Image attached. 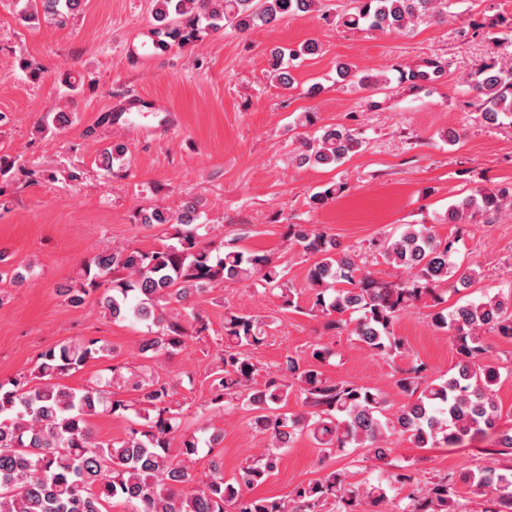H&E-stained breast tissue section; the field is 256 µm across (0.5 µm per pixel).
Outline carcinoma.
Returning <instances> with one entry per match:
<instances>
[{"label":"carcinoma","mask_w":512,"mask_h":512,"mask_svg":"<svg viewBox=\"0 0 512 512\" xmlns=\"http://www.w3.org/2000/svg\"><path fill=\"white\" fill-rule=\"evenodd\" d=\"M157 33L171 43L185 45L205 30L230 28L245 32L279 17L313 11L316 0H155ZM353 11L340 16L350 29L403 33L423 16H439L447 0H354ZM84 0H26L20 10L24 22L39 18L63 24L81 10ZM320 44L312 40L301 50L270 52L271 71L288 89L293 78L284 57L296 60L313 56ZM340 81L357 80L351 64L336 66ZM443 76L436 61H426L407 74L413 87ZM469 88L478 99V110L495 123L512 117V62L491 55L468 75ZM356 130L344 126L320 129V134L299 139L295 159L334 167L363 150ZM29 177L33 172L16 159H0V176ZM191 198L179 210L155 209L144 224H174L177 242L161 250L138 247L112 248L98 253L86 266V283L71 296H84L101 287L98 301L112 318L132 317L156 327L140 345L145 363L135 381V400L114 398L112 383L123 378L121 367L102 382L90 380L81 389L66 387L59 379L93 360L107 349L97 341L67 342L47 349L31 373L0 383V512H111L121 499L129 512H322L328 503L336 512H358L361 500L383 512L388 491L401 484L410 488L409 503L401 512H460L457 481L474 491L491 495L483 512H512V466L484 465L460 477L434 476L422 481L408 473L390 474L374 482H351L341 471L294 488L293 506L273 498L254 497L251 491L277 469L280 450L306 435L318 445L319 461L347 448H362L367 458L386 462L391 437L405 436L416 448L459 445L488 435L494 439L492 455L512 456V427L501 424L502 409L493 396L501 370L486 361L484 334L512 339V289L479 302L448 307V287L467 288L476 270L453 260L455 240H441L425 225H406L397 236L379 245L386 262L400 270L391 280L376 277L361 267L354 255L338 251L335 239L309 224L288 225V236L314 258L308 270L313 290L312 309L325 318L324 328L348 332L375 355L395 357L403 343L394 324L410 307L427 299L432 325L446 332L456 344L457 360L448 376L431 378L424 364L414 362L395 379L401 402L391 404L378 390L351 382H336L321 366L331 351L315 345L310 358L285 355L267 372L259 387L253 380L259 368L251 350L266 339V324L245 312L224 314V349L217 354L220 369L212 381L211 402L228 412H252V429L269 439L267 453L245 464L232 478L215 465L197 478L190 463L202 446L222 442L219 433L201 428L192 432L173 399V388L155 374L153 362L171 355L186 341L200 339L207 330L204 317L186 305L199 287L217 282L253 279L281 290L284 305L294 306L286 292L285 271L265 254L230 248L224 252L201 233L187 215L201 207ZM512 206L507 190H477L448 209L444 220L469 224L476 219L490 224ZM176 304L183 312L174 317L166 308ZM298 388L305 410L298 415L283 411L290 390ZM133 411L138 421L120 441L96 438L91 420L101 414ZM178 448L171 455V448Z\"/></svg>","instance_id":"cac0c4a2"}]
</instances>
